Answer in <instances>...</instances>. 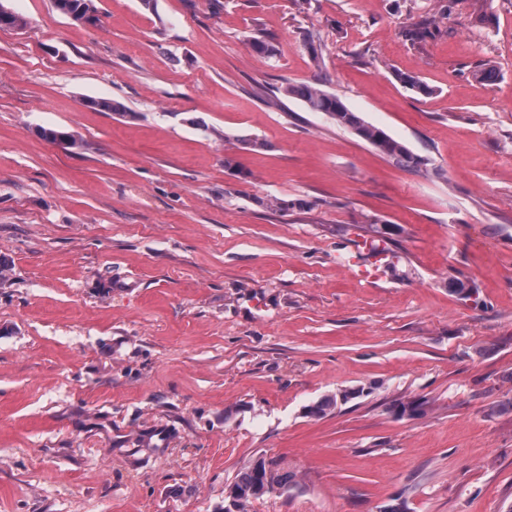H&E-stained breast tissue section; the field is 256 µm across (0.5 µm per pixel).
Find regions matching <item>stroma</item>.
<instances>
[{"label": "stroma", "mask_w": 512, "mask_h": 512, "mask_svg": "<svg viewBox=\"0 0 512 512\" xmlns=\"http://www.w3.org/2000/svg\"><path fill=\"white\" fill-rule=\"evenodd\" d=\"M95 3L0 0V512H512V0ZM57 10L77 20L95 23L98 20L95 0H54ZM278 90L284 98L300 100L310 111L329 116L336 125L351 130L361 140L372 145L400 166L421 171L427 165L425 158L414 154L383 129L365 121L359 112L350 109L339 96L325 90L322 84L318 82L286 83ZM273 460L267 459L265 456H258L250 461L244 469L238 474L236 480L229 485L228 489L231 496L226 499L233 498L235 507L238 509L235 512H245L246 506L251 500L261 498L269 495L264 492L266 485L276 486L279 493L288 490L293 481L292 475L288 473L280 474L275 469ZM231 500L228 502V507L233 509ZM234 510V509H233Z\"/></svg>", "instance_id": "obj_1"}]
</instances>
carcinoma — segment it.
<instances>
[{
	"label": "carcinoma",
	"instance_id": "carcinoma-1",
	"mask_svg": "<svg viewBox=\"0 0 512 512\" xmlns=\"http://www.w3.org/2000/svg\"><path fill=\"white\" fill-rule=\"evenodd\" d=\"M57 10L77 20L94 23L98 20L95 0H54ZM26 20L0 5V28L21 29ZM434 21L424 18L414 23L409 30L412 40H424L434 35ZM286 99L302 101L312 112H320L329 116L336 125L354 132L361 140L375 147L381 154L390 158L400 166L420 171L427 165L426 159L410 151L403 143L390 137L383 129L365 121L360 113L350 109L343 100L334 93L323 88L318 82L287 83L279 89ZM351 392L344 390L333 397L324 398L310 408V413L322 417L337 406L338 401H347ZM293 477L288 473L281 474L275 469V463L264 456L250 461L238 474L236 480L228 486L237 512H246L251 501L265 496L266 485L275 486L284 492L292 485Z\"/></svg>",
	"mask_w": 512,
	"mask_h": 512
}]
</instances>
